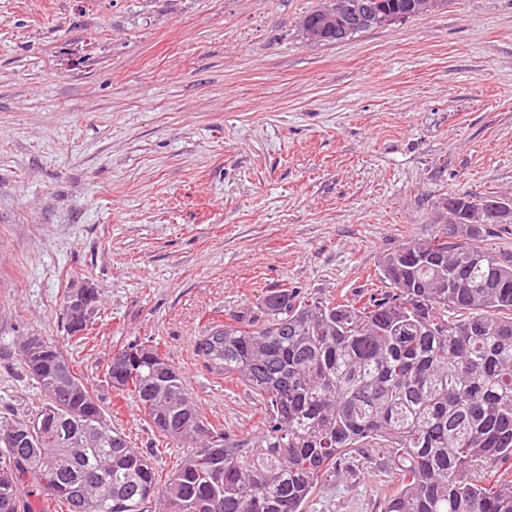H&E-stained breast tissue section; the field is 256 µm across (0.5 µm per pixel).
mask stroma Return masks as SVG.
Instances as JSON below:
<instances>
[{
	"mask_svg": "<svg viewBox=\"0 0 512 512\" xmlns=\"http://www.w3.org/2000/svg\"><path fill=\"white\" fill-rule=\"evenodd\" d=\"M321 0H0V426L44 397L22 337L59 342L160 475L188 454L106 380L156 345L202 414L248 437L259 398L194 342L271 289L339 301L379 288L384 255L430 236L440 198L512 199V0L308 41ZM100 311L66 337L63 298ZM372 468L308 512H381Z\"/></svg>",
	"mask_w": 512,
	"mask_h": 512,
	"instance_id": "stroma-1",
	"label": "stroma"
}]
</instances>
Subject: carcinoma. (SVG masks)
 <instances>
[{
  "mask_svg": "<svg viewBox=\"0 0 512 512\" xmlns=\"http://www.w3.org/2000/svg\"><path fill=\"white\" fill-rule=\"evenodd\" d=\"M357 2L322 0L299 27L339 43L436 5L371 0L363 20L325 22ZM439 206L448 223L384 256L386 289L337 302L273 290L196 339L206 369L261 398L251 438L211 425L158 347L113 354V391L193 449L165 479L108 423L59 344L22 341L45 404L0 429V512H21L23 476L67 512H152L157 500L162 512H307L317 485L357 457L394 476L383 512H512V253L484 244L485 225L512 224V201L462 192ZM474 219L479 230L455 232Z\"/></svg>",
  "mask_w": 512,
  "mask_h": 512,
  "instance_id": "carcinoma-1",
  "label": "carcinoma"
}]
</instances>
